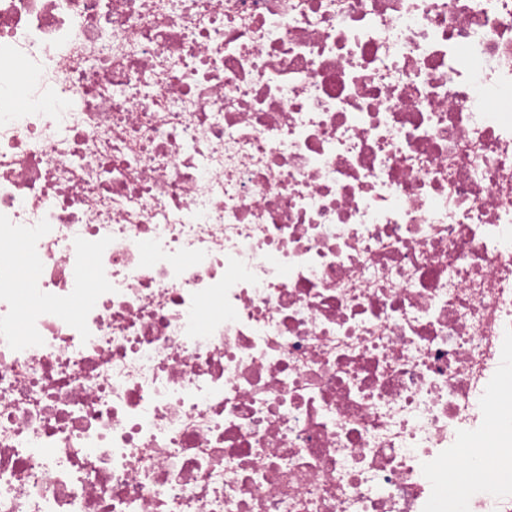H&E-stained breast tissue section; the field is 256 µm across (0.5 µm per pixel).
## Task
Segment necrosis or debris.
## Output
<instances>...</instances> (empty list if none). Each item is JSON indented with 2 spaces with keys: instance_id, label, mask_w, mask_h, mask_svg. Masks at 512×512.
Instances as JSON below:
<instances>
[{
  "instance_id": "obj_1",
  "label": "necrosis or debris",
  "mask_w": 512,
  "mask_h": 512,
  "mask_svg": "<svg viewBox=\"0 0 512 512\" xmlns=\"http://www.w3.org/2000/svg\"><path fill=\"white\" fill-rule=\"evenodd\" d=\"M511 382L512 0H0V512H512Z\"/></svg>"
}]
</instances>
